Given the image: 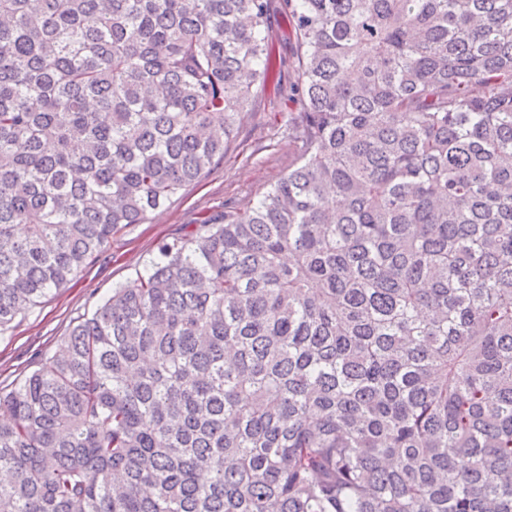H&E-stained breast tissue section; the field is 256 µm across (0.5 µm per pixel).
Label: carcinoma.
<instances>
[{
  "instance_id": "carcinoma-1",
  "label": "carcinoma",
  "mask_w": 512,
  "mask_h": 512,
  "mask_svg": "<svg viewBox=\"0 0 512 512\" xmlns=\"http://www.w3.org/2000/svg\"><path fill=\"white\" fill-rule=\"evenodd\" d=\"M283 8L298 161L0 389V512H512V0ZM268 28L0 0L1 336L224 160Z\"/></svg>"
}]
</instances>
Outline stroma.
<instances>
[{
	"instance_id": "35a3bbf8",
	"label": "stroma",
	"mask_w": 512,
	"mask_h": 512,
	"mask_svg": "<svg viewBox=\"0 0 512 512\" xmlns=\"http://www.w3.org/2000/svg\"><path fill=\"white\" fill-rule=\"evenodd\" d=\"M270 14V40L281 76L258 91L249 112L241 115L223 162L147 223L118 234L105 257L16 319L11 331L0 336V388H11L34 370L37 361L52 355L75 319L92 312L113 288L145 272L163 243L193 231L201 217L223 212L225 201L241 206L256 202L296 163L300 151L284 127L288 114L298 108L289 82L295 43L279 0H270Z\"/></svg>"
}]
</instances>
